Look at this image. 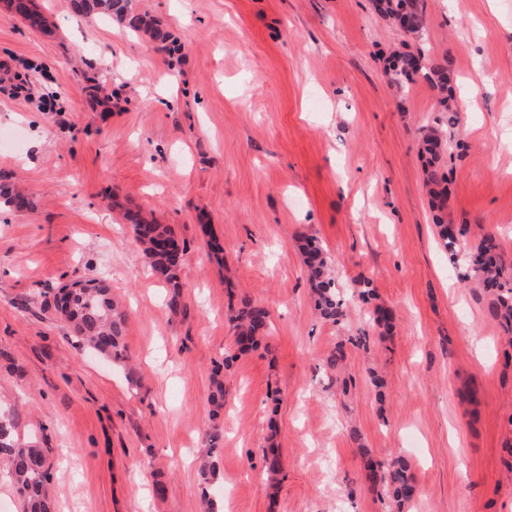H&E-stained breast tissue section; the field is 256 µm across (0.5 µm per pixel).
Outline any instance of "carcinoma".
Instances as JSON below:
<instances>
[{
    "label": "carcinoma",
    "instance_id": "carcinoma-1",
    "mask_svg": "<svg viewBox=\"0 0 512 512\" xmlns=\"http://www.w3.org/2000/svg\"><path fill=\"white\" fill-rule=\"evenodd\" d=\"M7 12L20 17L28 26L43 33L52 32L53 24L38 9L35 0H4ZM74 13L82 16H101L115 19L129 31L144 34L153 41L164 43V33L154 18L136 12L131 0H71ZM376 12L393 23H402L408 36L418 37L425 26V0H374ZM391 81L402 89L421 78L441 95L443 111L448 113V122L456 120L457 82L453 61L446 55L424 58L412 52L396 54L389 68ZM446 150V141L436 128L422 131L420 152L428 159L430 170L426 187L434 205L441 212L437 217L439 234L445 248L456 254L457 237L442 216L447 209L448 192L446 178L439 173L436 163ZM0 203L16 211L31 207L32 201L12 183L0 184ZM123 223L132 231L137 242L145 246V254L153 274L169 289L168 305L174 311H186L185 285L180 270L185 245L179 244L172 229L166 224H156L140 211H132L115 204ZM306 278L312 292L314 306L319 315L334 323L343 317L344 300L330 274L327 257L323 250L306 244ZM468 279H474L483 293L490 298L492 314L512 330V286L506 277L512 273V262L505 260L495 235L487 233L468 253ZM66 305L69 316L78 321L77 336L98 354L118 359L125 349L126 314L112 295L108 286L102 288H80L68 294ZM233 329L237 342L243 349L255 348L264 339L271 325L269 309L247 297L241 299V307L234 317ZM0 460L5 462L16 489L22 498L25 512H51V503L44 491L48 476L47 452L29 442L20 444L12 439L8 425L0 421ZM409 462L397 456L387 462L371 461L367 466L366 480L372 486H381L402 510L415 498L416 484L412 479Z\"/></svg>",
    "mask_w": 512,
    "mask_h": 512
}]
</instances>
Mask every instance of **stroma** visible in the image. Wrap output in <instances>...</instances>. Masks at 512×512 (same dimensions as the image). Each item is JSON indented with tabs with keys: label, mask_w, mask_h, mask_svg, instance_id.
<instances>
[{
	"label": "stroma",
	"mask_w": 512,
	"mask_h": 512,
	"mask_svg": "<svg viewBox=\"0 0 512 512\" xmlns=\"http://www.w3.org/2000/svg\"><path fill=\"white\" fill-rule=\"evenodd\" d=\"M37 3L53 33L0 2V61L32 92L0 93V176L34 202L0 209V418L47 449L54 512H395L365 462L398 455L418 486L405 512H512V337L445 249L416 148L423 127L448 142L455 252L490 231L512 259V0H426L410 42L372 0H132L176 56L70 0ZM406 48L454 59L471 102L455 124L424 80L389 83ZM114 197L186 244V312ZM309 239L340 323L311 300ZM79 277L123 302L125 360L85 351L47 307ZM245 296L271 313L248 350L229 321ZM378 307L391 330L369 321ZM305 249L306 278L315 309L322 318L337 323L344 315V300L330 274L327 257L323 250L312 242H307Z\"/></svg>",
	"instance_id": "obj_1"
}]
</instances>
